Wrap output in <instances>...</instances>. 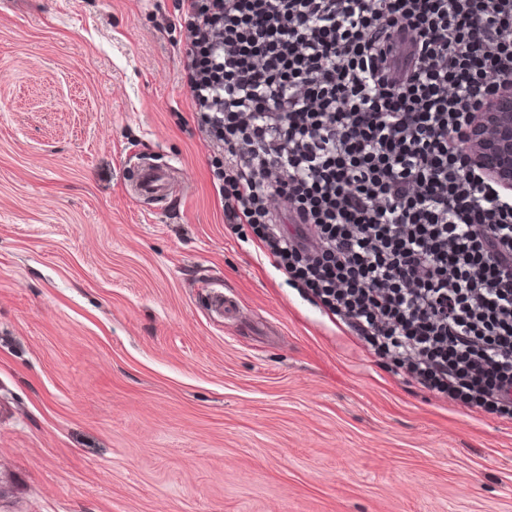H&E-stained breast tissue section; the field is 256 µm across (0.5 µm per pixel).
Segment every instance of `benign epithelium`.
I'll use <instances>...</instances> for the list:
<instances>
[{"label":"benign epithelium","instance_id":"1","mask_svg":"<svg viewBox=\"0 0 512 512\" xmlns=\"http://www.w3.org/2000/svg\"><path fill=\"white\" fill-rule=\"evenodd\" d=\"M464 151L496 182L512 189V83L504 84L475 113Z\"/></svg>","mask_w":512,"mask_h":512}]
</instances>
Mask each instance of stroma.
Returning a JSON list of instances; mask_svg holds the SVG:
<instances>
[{
	"label": "stroma",
	"mask_w": 512,
	"mask_h": 512,
	"mask_svg": "<svg viewBox=\"0 0 512 512\" xmlns=\"http://www.w3.org/2000/svg\"><path fill=\"white\" fill-rule=\"evenodd\" d=\"M176 13L0 0V512H512V419L227 227ZM145 163L176 195H129Z\"/></svg>",
	"instance_id": "stroma-1"
}]
</instances>
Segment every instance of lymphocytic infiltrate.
Masks as SVG:
<instances>
[{"instance_id":"f902f5d3","label":"lymphocytic infiltrate","mask_w":512,"mask_h":512,"mask_svg":"<svg viewBox=\"0 0 512 512\" xmlns=\"http://www.w3.org/2000/svg\"><path fill=\"white\" fill-rule=\"evenodd\" d=\"M175 20L225 223L419 384L511 415L512 192L463 143L512 82V0H178Z\"/></svg>"}]
</instances>
